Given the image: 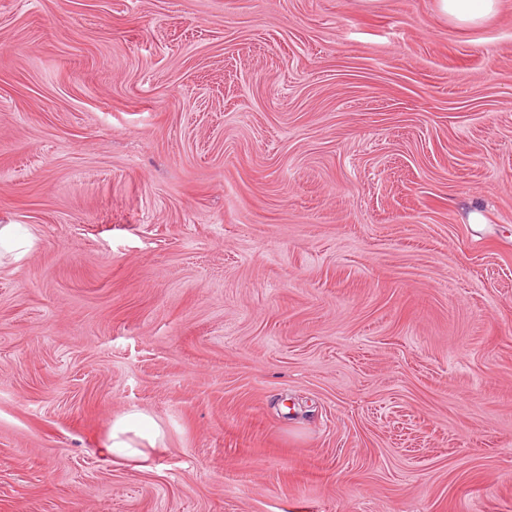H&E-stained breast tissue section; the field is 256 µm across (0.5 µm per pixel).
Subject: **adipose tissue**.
<instances>
[{"instance_id":"1","label":"adipose tissue","mask_w":512,"mask_h":512,"mask_svg":"<svg viewBox=\"0 0 512 512\" xmlns=\"http://www.w3.org/2000/svg\"><path fill=\"white\" fill-rule=\"evenodd\" d=\"M163 441L160 423L143 411H129L112 422L108 449L114 460L149 468Z\"/></svg>"}]
</instances>
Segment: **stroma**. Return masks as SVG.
<instances>
[{
  "label": "stroma",
  "mask_w": 512,
  "mask_h": 512,
  "mask_svg": "<svg viewBox=\"0 0 512 512\" xmlns=\"http://www.w3.org/2000/svg\"><path fill=\"white\" fill-rule=\"evenodd\" d=\"M1 224L0 512H512V0H0ZM498 0H439L441 11L459 25H476L493 14ZM163 441L160 423L143 411H128L112 421L108 449L115 461L129 462L150 469Z\"/></svg>",
  "instance_id": "stroma-1"
}]
</instances>
